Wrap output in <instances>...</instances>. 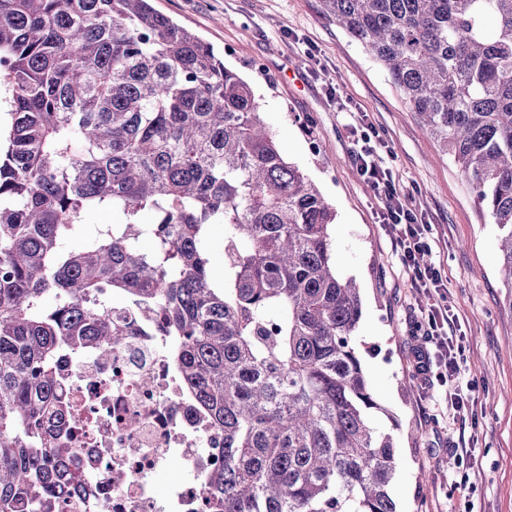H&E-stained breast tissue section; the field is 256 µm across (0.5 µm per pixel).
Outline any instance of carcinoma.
Masks as SVG:
<instances>
[{
	"instance_id": "obj_1",
	"label": "carcinoma",
	"mask_w": 512,
	"mask_h": 512,
	"mask_svg": "<svg viewBox=\"0 0 512 512\" xmlns=\"http://www.w3.org/2000/svg\"><path fill=\"white\" fill-rule=\"evenodd\" d=\"M319 4L471 185L512 310V0ZM0 85V512L67 496L56 357L112 354L114 296L179 337L223 437L207 486L222 512H396L399 450L372 424L385 409L355 345L360 289L333 259L336 211L252 87L152 0H0ZM94 212L109 222L87 227Z\"/></svg>"
}]
</instances>
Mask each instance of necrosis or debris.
<instances>
[{
  "label": "necrosis or debris",
  "instance_id": "4bbe7bcc",
  "mask_svg": "<svg viewBox=\"0 0 512 512\" xmlns=\"http://www.w3.org/2000/svg\"><path fill=\"white\" fill-rule=\"evenodd\" d=\"M135 324L111 357L85 349L57 359L82 462L62 512H220L206 483L224 464L222 440L174 361L178 340L155 335L152 318ZM172 467L187 479L158 494Z\"/></svg>",
  "mask_w": 512,
  "mask_h": 512
}]
</instances>
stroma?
Wrapping results in <instances>:
<instances>
[{
	"mask_svg": "<svg viewBox=\"0 0 512 512\" xmlns=\"http://www.w3.org/2000/svg\"><path fill=\"white\" fill-rule=\"evenodd\" d=\"M154 7L223 53L261 98L283 155L336 210L337 268L362 289L356 332L371 390L385 407L399 466L390 485L398 512H512V308L498 276V231L449 155L420 127L385 71L325 17L318 0H153ZM364 112L405 200L439 246L462 377L433 368L423 379L421 310L378 221L380 203L352 162L349 115ZM412 389H404L405 381ZM471 389L466 421L446 394Z\"/></svg>",
	"mask_w": 512,
	"mask_h": 512,
	"instance_id": "stroma-1",
	"label": "stroma"
}]
</instances>
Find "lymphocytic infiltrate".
I'll return each mask as SVG.
<instances>
[{"mask_svg":"<svg viewBox=\"0 0 512 512\" xmlns=\"http://www.w3.org/2000/svg\"><path fill=\"white\" fill-rule=\"evenodd\" d=\"M354 160L360 177L372 188L381 202L379 219L391 225L394 246L412 287L423 290L428 298L424 310L428 328L425 336L434 344L435 353L421 352L418 356V371L427 374L431 360H438L449 375H459L460 370L454 356V345L445 331L450 321L448 288L444 283L440 266L425 262V255L432 247L427 240L428 225L419 223L416 214L408 208L404 196L397 186L389 168L385 167L374 150L363 146L355 150Z\"/></svg>","mask_w":512,"mask_h":512,"instance_id":"obj_1","label":"lymphocytic infiltrate"}]
</instances>
